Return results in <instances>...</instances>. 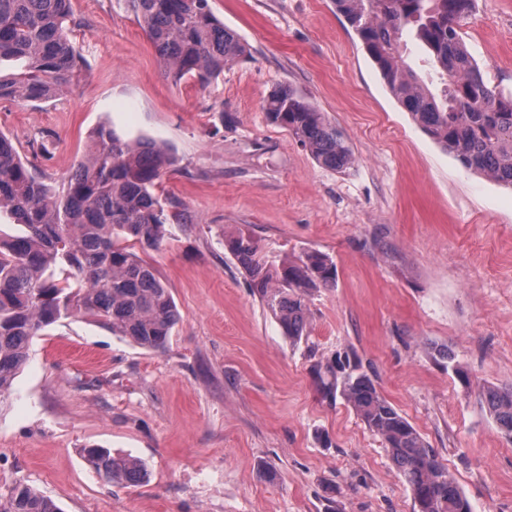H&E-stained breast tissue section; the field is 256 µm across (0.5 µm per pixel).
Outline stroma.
<instances>
[{"label": "stroma", "instance_id": "stroma-1", "mask_svg": "<svg viewBox=\"0 0 512 512\" xmlns=\"http://www.w3.org/2000/svg\"><path fill=\"white\" fill-rule=\"evenodd\" d=\"M210 6L248 53L207 85L167 76L126 0H72L79 79L47 102L0 100V132L56 187L99 125L163 143L175 164L156 192L187 217L145 255L180 316L164 350L89 318L32 339L0 402V493L22 480L62 512H413L382 440L317 389L312 365L348 351L472 512H512V440L481 401L484 386L512 385V189L421 130L333 0ZM461 31L512 94V0H475ZM278 87L328 114L351 166L319 164L267 120ZM237 233L272 264L314 250L335 263L300 342L225 247ZM89 445L143 461L146 482H108Z\"/></svg>", "mask_w": 512, "mask_h": 512}]
</instances>
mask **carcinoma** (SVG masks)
<instances>
[{
	"instance_id": "obj_1",
	"label": "carcinoma",
	"mask_w": 512,
	"mask_h": 512,
	"mask_svg": "<svg viewBox=\"0 0 512 512\" xmlns=\"http://www.w3.org/2000/svg\"><path fill=\"white\" fill-rule=\"evenodd\" d=\"M71 0H0V61L20 65L0 74V99L44 102L79 77L82 59L72 40ZM157 56L174 80L205 85L246 56L247 45L212 13L209 0H127ZM375 63L391 94L444 150L467 170L512 187V94L485 79L461 26L474 0H333ZM421 44L440 79L431 90L405 58L408 42ZM267 119L321 164L353 162L336 125L293 90H273ZM174 164L150 139L128 142L99 126L75 170L56 190L0 132V215L23 227L0 236V399L24 368L33 337L63 319L91 318L148 350H162L179 320L173 297L155 268L134 246L154 250L166 226L185 214L155 192ZM230 253L284 334L306 332L308 291L336 284V265L311 252L268 263L256 241L227 239ZM323 398L352 406L380 437L402 473L414 512H471L448 467L413 425L378 391L353 353L314 366ZM481 401L499 430L512 438V386H489ZM82 456L105 479L139 485L145 464L107 448L86 446ZM0 512H61L54 500L19 481L0 494Z\"/></svg>"
}]
</instances>
